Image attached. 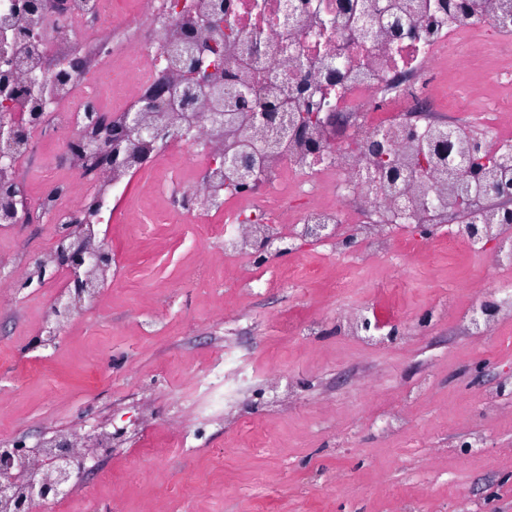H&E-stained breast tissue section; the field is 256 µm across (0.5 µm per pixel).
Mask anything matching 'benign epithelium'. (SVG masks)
<instances>
[{
  "label": "benign epithelium",
  "mask_w": 512,
  "mask_h": 512,
  "mask_svg": "<svg viewBox=\"0 0 512 512\" xmlns=\"http://www.w3.org/2000/svg\"><path fill=\"white\" fill-rule=\"evenodd\" d=\"M209 26L224 27L228 11L226 0H210ZM165 57L161 79L142 97L134 111L125 114L123 121L107 119L97 122L94 144L76 137L67 145L73 163L87 167V153L94 150L102 171L115 177L132 163L147 165L158 155L160 148L195 135L199 128L218 125L224 134L214 142L212 155L220 160L216 172L227 173L226 185L240 194L252 192L257 184L256 171L265 162L280 157L283 139H301L315 125L326 127L335 113L321 116L327 106L321 85L309 82L307 111L256 112L249 98L226 94L230 86L239 84L236 73L224 62L214 59L222 41L202 39L193 27H178ZM481 134H472L466 143L454 139L448 123L433 121L427 124L422 136L414 128L402 132L392 129L376 133L366 141L368 154L376 161L391 160L385 171L384 190L398 201L404 196L426 194L422 174L428 167L425 155L438 158L431 190L442 198L462 202L475 198L474 190L494 185L490 194H483L485 203L479 213L480 221L459 215L458 230L470 237L490 243L489 225L512 224V147H500L491 154H482ZM27 142L25 132L12 113L0 112V223L18 224L25 211L24 193L12 180L10 167L3 165L22 153ZM411 144L409 156L399 153L398 144ZM100 206L92 199L82 207L85 222L62 224L56 235V248L49 257L36 259L23 284L43 282L49 269H64L68 273L67 289L56 296L47 314L46 336L57 335L60 327L79 311L86 299L96 296L100 280L112 266V252L97 240L90 218ZM305 237L310 242H329L335 234L322 224L307 226ZM254 257L259 263L271 257H283L292 252V245L283 236L262 235L251 242ZM103 433L88 434L81 440L56 435L28 449L20 442L0 454V512H32L35 503L56 501L77 486V479L87 471L86 461L98 448Z\"/></svg>",
  "instance_id": "1"
}]
</instances>
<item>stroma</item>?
I'll list each match as a JSON object with an SVG mask.
<instances>
[{"mask_svg": "<svg viewBox=\"0 0 512 512\" xmlns=\"http://www.w3.org/2000/svg\"><path fill=\"white\" fill-rule=\"evenodd\" d=\"M130 194L97 227L116 284L54 346L65 271L13 284L0 309V438L112 435L54 512H512V253L449 250L443 226L414 254L298 241L260 265L225 257L216 225L150 223ZM54 244L53 225H0V276ZM483 300L505 312L477 329L461 313ZM364 307L395 341L351 330ZM226 347L244 380L205 419L185 396Z\"/></svg>", "mask_w": 512, "mask_h": 512, "instance_id": "stroma-1", "label": "stroma"}]
</instances>
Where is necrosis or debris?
Returning <instances> with one entry per match:
<instances>
[{
	"instance_id": "necrosis-or-debris-1",
	"label": "necrosis or debris",
	"mask_w": 512,
	"mask_h": 512,
	"mask_svg": "<svg viewBox=\"0 0 512 512\" xmlns=\"http://www.w3.org/2000/svg\"><path fill=\"white\" fill-rule=\"evenodd\" d=\"M134 7L117 12L113 0H43L40 17L15 12L14 0H0V62L20 57L53 74L52 84L38 96L25 91L18 78L0 82V104L26 127L30 151L47 159L40 169L41 189L30 187L22 166L13 174L25 187L24 222L65 224L85 200L100 198L101 214H112L127 200L122 181L106 183L71 165L66 143L88 130L96 114L120 118L161 77L173 23L198 27L208 17L209 0H133ZM356 0H229V27L256 40L262 64L277 70L291 91L292 111L303 108L298 86L310 76L325 77V63L342 61L347 73L329 86L328 101L338 113L335 128L312 129L313 139H328L330 154L310 163L294 141L282 145V157L258 169L257 190L235 194L222 177L212 176V154L206 133L194 138L192 156L183 143L163 149L160 165H189L185 176L173 177L166 196L196 197L191 208L162 210L167 224H182L215 213L210 197L224 199L225 239L235 240L246 253L242 236L247 224L264 225L267 234L289 229L294 240L304 238L309 224L347 228L362 244L384 252L388 243L376 218L390 212L382 178L364 142L371 134L399 127L412 114L457 112L463 117L457 133L497 117L489 127V147L512 144V45L486 6L473 0L469 18L454 21L442 12L415 19V35L381 41L373 30L386 27L381 6ZM33 28L31 41H15L12 29ZM84 64L72 69V57Z\"/></svg>"
}]
</instances>
